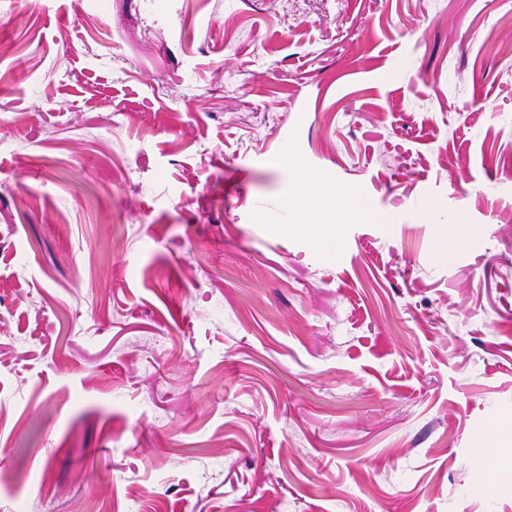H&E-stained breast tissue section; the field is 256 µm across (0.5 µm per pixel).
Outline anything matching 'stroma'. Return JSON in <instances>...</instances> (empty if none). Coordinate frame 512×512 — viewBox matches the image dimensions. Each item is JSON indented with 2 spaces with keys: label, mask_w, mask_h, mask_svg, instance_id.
<instances>
[{
  "label": "stroma",
  "mask_w": 512,
  "mask_h": 512,
  "mask_svg": "<svg viewBox=\"0 0 512 512\" xmlns=\"http://www.w3.org/2000/svg\"><path fill=\"white\" fill-rule=\"evenodd\" d=\"M0 41V512H512V0H0ZM299 170L380 222L324 248ZM501 432L509 433V440L506 438L499 440L498 435ZM512 418H502L498 420L492 431V439L489 443L490 448H484L480 451L482 466L496 463L503 459H512Z\"/></svg>",
  "instance_id": "obj_1"
}]
</instances>
